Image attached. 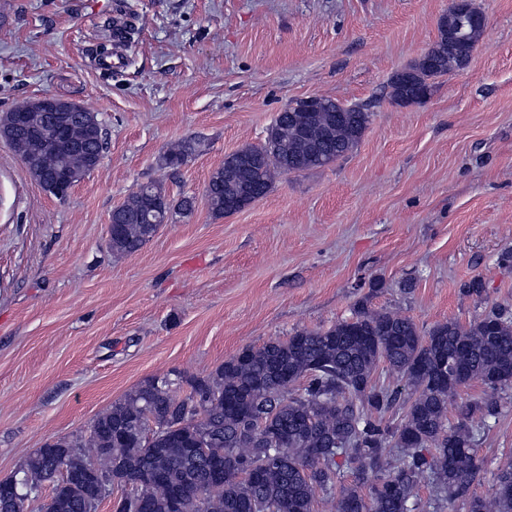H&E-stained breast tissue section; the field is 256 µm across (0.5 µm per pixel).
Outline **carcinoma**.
I'll return each instance as SVG.
<instances>
[{
  "label": "carcinoma",
  "instance_id": "obj_1",
  "mask_svg": "<svg viewBox=\"0 0 512 512\" xmlns=\"http://www.w3.org/2000/svg\"><path fill=\"white\" fill-rule=\"evenodd\" d=\"M418 72L416 87L390 83L391 100L410 103L432 81L456 70L452 63ZM323 111L312 118L293 100L269 126L268 142L237 152L253 158L246 168L216 170L206 187L211 213L230 214L239 192L267 195L276 179L328 165L360 142L371 113L338 112L336 100L320 97ZM86 150H106L102 124L95 135L75 126ZM20 158L35 156L27 168L45 191L54 178L96 169L74 151H50L22 133L8 141ZM196 143L182 140L162 157L170 169L183 166ZM190 197L169 199L150 181L122 203L108 230L112 254L139 251L156 228L145 217L188 215ZM384 366L387 380L377 376ZM150 377L94 419L75 439L44 444L12 475L0 478V504L26 512V493L52 486L45 512H97L102 498L88 491L84 475L107 491L122 494L113 512H314L316 491L336 496V512H417L418 487L428 483L448 509L463 499L468 512H512V465L501 469L492 497L474 494L480 475L481 430L502 409L499 392L512 386V309L493 306L467 324L449 320L421 333L409 317L378 311L360 301L352 316L318 330L300 329L288 338L247 346L213 372L186 381ZM479 382L488 393L457 404L456 422L448 404L458 390ZM213 449L207 457L201 447ZM222 478L210 480L213 469ZM353 480L345 482V474Z\"/></svg>",
  "mask_w": 512,
  "mask_h": 512
}]
</instances>
